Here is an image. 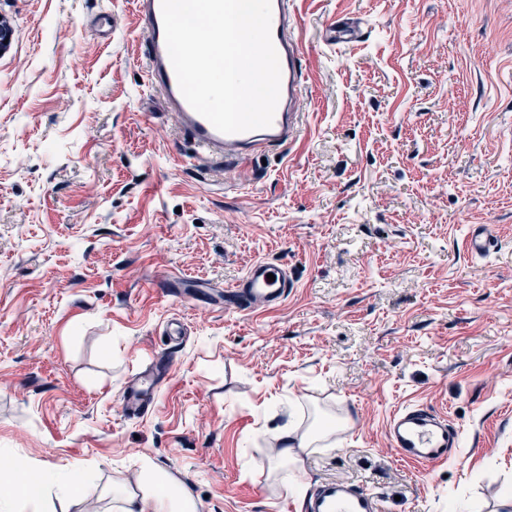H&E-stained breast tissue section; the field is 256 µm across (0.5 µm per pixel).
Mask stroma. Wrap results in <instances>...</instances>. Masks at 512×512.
I'll list each match as a JSON object with an SVG mask.
<instances>
[{
	"instance_id": "35a3bbf8",
	"label": "stroma",
	"mask_w": 512,
	"mask_h": 512,
	"mask_svg": "<svg viewBox=\"0 0 512 512\" xmlns=\"http://www.w3.org/2000/svg\"><path fill=\"white\" fill-rule=\"evenodd\" d=\"M288 2L301 134L232 168L189 161L132 0H0V480L84 470L49 512H120L108 489L145 455L198 512H298L274 435L325 412L349 427L305 456L310 487L512 512V0ZM339 17L364 41L333 45ZM258 260L287 267V297L225 310ZM406 406L456 431L447 461L388 447ZM490 226L489 224L471 226L465 245L472 255L483 256L490 252L493 243Z\"/></svg>"
}]
</instances>
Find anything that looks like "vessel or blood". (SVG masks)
<instances>
[{"label": "vessel or blood", "mask_w": 512, "mask_h": 512, "mask_svg": "<svg viewBox=\"0 0 512 512\" xmlns=\"http://www.w3.org/2000/svg\"><path fill=\"white\" fill-rule=\"evenodd\" d=\"M138 14L147 33V80L160 90L175 121L194 146L193 160L220 158L236 164L258 150L285 145L296 140L301 130L303 44L289 31L291 16L288 0H271V37L281 67L280 97L269 127L246 132H219L194 111L183 97L165 42L161 0H136ZM332 42L346 46L357 42L356 24L335 20L331 25ZM493 233L489 225L472 226L466 248L475 256L490 252ZM288 293V276L278 264L265 260L253 263L246 275L225 288L224 301L240 309H255L281 303ZM386 437L388 445L407 460L433 465L448 458V427L437 422L425 409L407 407L390 417ZM374 497L338 481L323 487L315 496L313 512H376Z\"/></svg>", "instance_id": "b4317fda"}]
</instances>
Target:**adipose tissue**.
<instances>
[{"mask_svg": "<svg viewBox=\"0 0 512 512\" xmlns=\"http://www.w3.org/2000/svg\"><path fill=\"white\" fill-rule=\"evenodd\" d=\"M278 443L276 466L281 482L296 502H303L308 484L305 480L302 455L315 447V435L301 431L296 423L281 426L275 436ZM141 476L137 487L121 481L113 482L112 497L121 504V512H197V504L190 491L178 487L166 494L159 490V470L150 457L140 459ZM84 475L76 469H64L48 473L37 485H27L20 497L0 494V512H46L45 500L52 488L71 493L83 486Z\"/></svg>", "mask_w": 512, "mask_h": 512, "instance_id": "1", "label": "adipose tissue"}]
</instances>
